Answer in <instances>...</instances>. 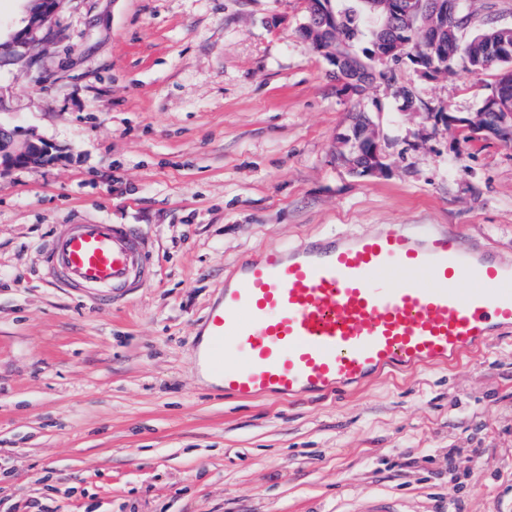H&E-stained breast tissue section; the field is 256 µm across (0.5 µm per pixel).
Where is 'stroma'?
<instances>
[{"label": "stroma", "instance_id": "35a3bbf8", "mask_svg": "<svg viewBox=\"0 0 512 512\" xmlns=\"http://www.w3.org/2000/svg\"><path fill=\"white\" fill-rule=\"evenodd\" d=\"M303 21V0H61L0 57V125L65 153L0 174V512H512V336L345 398L237 400L200 374L243 256L435 224L512 262V144L448 127L495 71L377 59L348 98ZM358 112L382 175L339 159ZM62 224L129 225L154 280L108 311L51 286Z\"/></svg>", "mask_w": 512, "mask_h": 512}]
</instances>
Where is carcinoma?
<instances>
[{
	"instance_id": "obj_1",
	"label": "carcinoma",
	"mask_w": 512,
	"mask_h": 512,
	"mask_svg": "<svg viewBox=\"0 0 512 512\" xmlns=\"http://www.w3.org/2000/svg\"><path fill=\"white\" fill-rule=\"evenodd\" d=\"M336 14L342 19L341 28L331 37L336 50L357 59H373L375 49L372 41L375 36L368 28L366 18L379 0H332ZM429 20L427 10L419 8L407 21H401L409 32L419 33ZM474 25V15L470 12L461 14L455 25H448L443 46L437 50L420 51L418 56L424 65H435L452 71V63L457 57L464 60V68L470 72L498 69L500 71L512 64V54L502 55L501 45L507 44L512 48V30L505 31L499 25L485 21L470 38L465 34Z\"/></svg>"
}]
</instances>
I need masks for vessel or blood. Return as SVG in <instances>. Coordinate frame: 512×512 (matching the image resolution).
Here are the masks:
<instances>
[{
	"mask_svg": "<svg viewBox=\"0 0 512 512\" xmlns=\"http://www.w3.org/2000/svg\"><path fill=\"white\" fill-rule=\"evenodd\" d=\"M63 286L110 305L154 276L125 224H66L43 249ZM512 329V264L430 224L316 236L241 260L208 310L202 360L225 395L347 396L438 367Z\"/></svg>",
	"mask_w": 512,
	"mask_h": 512,
	"instance_id": "obj_1",
	"label": "vessel or blood"
}]
</instances>
